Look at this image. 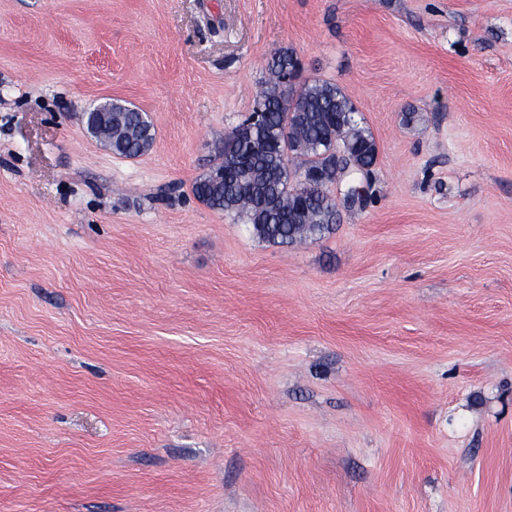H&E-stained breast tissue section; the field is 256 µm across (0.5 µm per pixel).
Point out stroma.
Masks as SVG:
<instances>
[{
	"instance_id": "obj_1",
	"label": "stroma",
	"mask_w": 512,
	"mask_h": 512,
	"mask_svg": "<svg viewBox=\"0 0 512 512\" xmlns=\"http://www.w3.org/2000/svg\"><path fill=\"white\" fill-rule=\"evenodd\" d=\"M285 49L378 158L277 245L191 186ZM0 512H512V0H0ZM97 108L105 114L86 112L87 123L110 115L107 123L112 119V125L106 126L104 138L112 140V152L137 157L150 149L154 133L152 122L145 112L114 101L100 104Z\"/></svg>"
}]
</instances>
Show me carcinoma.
<instances>
[{
    "instance_id": "obj_1",
    "label": "carcinoma",
    "mask_w": 512,
    "mask_h": 512,
    "mask_svg": "<svg viewBox=\"0 0 512 512\" xmlns=\"http://www.w3.org/2000/svg\"><path fill=\"white\" fill-rule=\"evenodd\" d=\"M299 61L281 50L267 62L266 76L253 111L224 138L222 161L192 185L194 197L208 208L246 219L262 241L291 245L320 238L336 224L337 203L329 185L339 168L330 150L339 143L364 165L377 161L372 135L361 126L351 99L335 83L299 80ZM295 107H283L286 96ZM109 115L104 138L112 152L137 157L154 140L146 113L118 102L87 113L95 122Z\"/></svg>"
}]
</instances>
